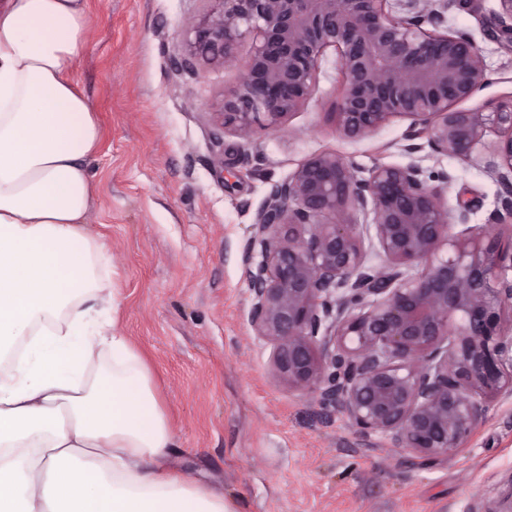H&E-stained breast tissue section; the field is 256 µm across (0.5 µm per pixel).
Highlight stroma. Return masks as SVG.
Segmentation results:
<instances>
[{
	"label": "stroma",
	"instance_id": "obj_1",
	"mask_svg": "<svg viewBox=\"0 0 512 512\" xmlns=\"http://www.w3.org/2000/svg\"><path fill=\"white\" fill-rule=\"evenodd\" d=\"M88 52L74 79L96 110L98 187L87 227L112 255L117 325L145 361L181 446L177 474L223 489L235 512H512V400L494 403L463 447L421 461L363 437L311 395L268 374L269 348L248 323L242 256L272 187L310 155L336 151L362 169L405 165L452 177L484 223L498 187L476 161L405 152L409 122L345 138L333 118L337 55L319 60L314 97L283 130L252 141L215 127L209 108L239 89L228 64L177 68L204 0H89ZM497 0H451L448 27L482 48L490 82L469 108L512 95V51L487 34Z\"/></svg>",
	"mask_w": 512,
	"mask_h": 512
}]
</instances>
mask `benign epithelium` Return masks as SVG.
<instances>
[{
  "label": "benign epithelium",
  "mask_w": 512,
  "mask_h": 512,
  "mask_svg": "<svg viewBox=\"0 0 512 512\" xmlns=\"http://www.w3.org/2000/svg\"><path fill=\"white\" fill-rule=\"evenodd\" d=\"M206 2L182 65H240L241 89L212 104L223 130L250 141L279 129L312 99L331 48L343 136L406 118L409 153L427 146L470 161L482 146L499 187L483 224L471 223L468 201L450 206L433 185L450 184L448 174L410 163L364 176L328 151L272 188L244 251L248 321L271 347L270 377L365 437L427 462L448 457L512 397V97L461 107L489 84V69L469 33L448 29V0ZM498 2L492 37L512 48V0ZM371 250L382 264L366 265Z\"/></svg>",
  "instance_id": "benign-epithelium-1"
}]
</instances>
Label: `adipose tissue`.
<instances>
[{"instance_id":"obj_1","label":"adipose tissue","mask_w":512,"mask_h":512,"mask_svg":"<svg viewBox=\"0 0 512 512\" xmlns=\"http://www.w3.org/2000/svg\"><path fill=\"white\" fill-rule=\"evenodd\" d=\"M90 25L88 0H0V512H232L165 471L179 440L84 228L101 131L72 72Z\"/></svg>"}]
</instances>
